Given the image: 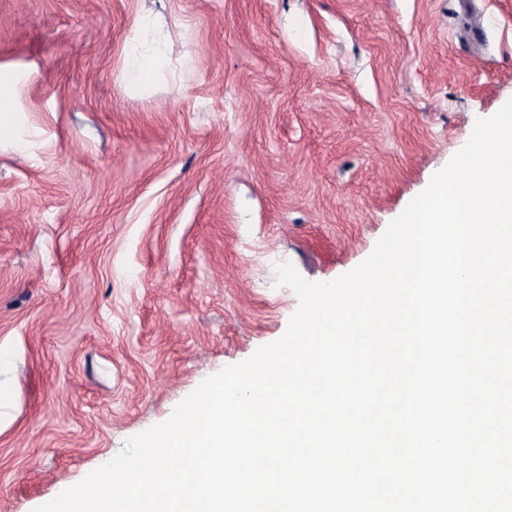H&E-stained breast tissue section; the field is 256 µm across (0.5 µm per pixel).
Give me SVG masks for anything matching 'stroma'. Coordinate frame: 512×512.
<instances>
[{"instance_id": "35a3bbf8", "label": "stroma", "mask_w": 512, "mask_h": 512, "mask_svg": "<svg viewBox=\"0 0 512 512\" xmlns=\"http://www.w3.org/2000/svg\"><path fill=\"white\" fill-rule=\"evenodd\" d=\"M0 93V512H33L285 333L277 263L371 254L512 99V0H0ZM153 67V59L133 54L128 61L125 76L131 84L142 85L151 80Z\"/></svg>"}]
</instances>
